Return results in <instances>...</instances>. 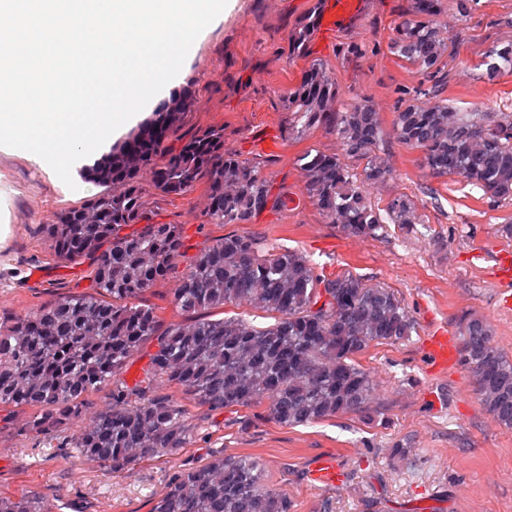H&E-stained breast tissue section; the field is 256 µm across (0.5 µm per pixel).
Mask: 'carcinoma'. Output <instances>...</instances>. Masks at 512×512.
I'll list each match as a JSON object with an SVG mask.
<instances>
[{
	"label": "carcinoma",
	"instance_id": "cac0c4a2",
	"mask_svg": "<svg viewBox=\"0 0 512 512\" xmlns=\"http://www.w3.org/2000/svg\"><path fill=\"white\" fill-rule=\"evenodd\" d=\"M442 8V0H411L389 44L390 53L423 78L401 90L409 100L395 112L397 139L422 152L432 175L457 176L485 196L512 200V112L492 117L448 104V31L437 21ZM316 32L315 19L301 23L288 36V55L304 54ZM484 65L490 81L511 73L512 43L494 50ZM421 95L429 103L418 104ZM193 104L188 94L161 103L88 169L105 190L47 225L55 256L93 258L95 294L58 297L0 323V422L28 408V430L54 439L83 415L91 395L109 385L106 408L73 441L80 456L108 474L196 442L187 411L155 392L160 380L213 412L265 404L282 427L367 415L375 388L358 357L404 339L413 328L393 290L350 274L328 278L303 254L264 249L253 236L225 235L185 255L181 226L157 224L144 209L143 170L152 169L154 188L168 195L186 194L207 180L209 224H249L268 205H285L272 198L258 163L224 152V131L176 137ZM288 112L292 128L328 124L342 145L341 155L308 151L297 160L307 196L328 223L375 238L386 222L417 223L408 197L391 199L382 215L364 194V186L391 177L376 155L381 122L368 100L343 101L333 78L314 64L288 91ZM352 160L363 162L362 169ZM131 224L140 228L128 233ZM180 262L173 303L188 318L164 327L141 298ZM226 305L261 311L274 323L260 328L237 317L211 318ZM461 336L459 362L480 404L512 428V360L478 316L466 319ZM148 341L156 350L130 386L121 375ZM56 509L34 491L0 495V512ZM150 512H290V502L268 484L256 458L215 455L172 475Z\"/></svg>",
	"mask_w": 512,
	"mask_h": 512
}]
</instances>
